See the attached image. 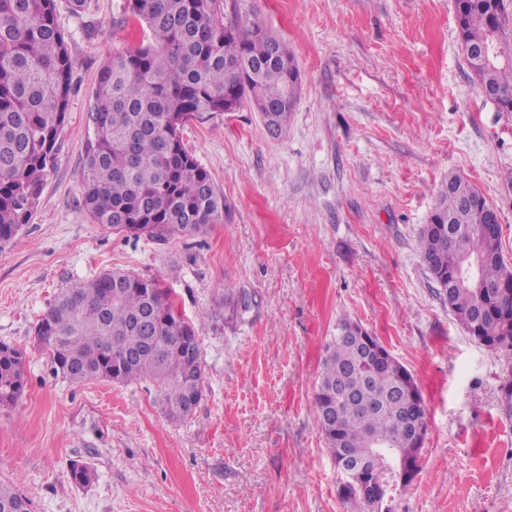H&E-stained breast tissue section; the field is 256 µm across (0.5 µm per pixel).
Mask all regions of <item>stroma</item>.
<instances>
[{"mask_svg":"<svg viewBox=\"0 0 512 512\" xmlns=\"http://www.w3.org/2000/svg\"><path fill=\"white\" fill-rule=\"evenodd\" d=\"M70 2L57 0L74 86L57 163L32 223L0 249V340L26 351L23 393L0 405V481L30 512H345L311 406L347 317L411 372L427 410L419 471L385 512H512V353L466 333L417 242L458 175L499 211L512 268V112L479 92L455 0H224L286 43L299 98L277 138L247 104L186 125L224 221L159 243L81 210L98 72L143 32L120 27L126 0L79 15ZM115 268L160 279L193 321L225 288L249 297L199 326L205 388L183 422L152 385L54 376L35 340L61 289ZM75 460L89 483L71 481Z\"/></svg>","mask_w":512,"mask_h":512,"instance_id":"35a3bbf8","label":"stroma"}]
</instances>
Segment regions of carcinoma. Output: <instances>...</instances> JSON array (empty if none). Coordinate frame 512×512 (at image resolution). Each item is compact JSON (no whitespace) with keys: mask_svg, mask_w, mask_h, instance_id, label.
I'll use <instances>...</instances> for the list:
<instances>
[{"mask_svg":"<svg viewBox=\"0 0 512 512\" xmlns=\"http://www.w3.org/2000/svg\"><path fill=\"white\" fill-rule=\"evenodd\" d=\"M463 51L477 87L512 112V13L508 0H456ZM149 38L101 67L88 113L94 141L85 154L82 210L117 234L161 241L194 236L224 221V196L184 143L191 121L224 113V98L250 103L278 135L288 128L299 71L288 46L254 13L224 20L222 0H126L124 20ZM72 63L56 0H0V247L31 223L70 107ZM494 207L467 180L448 177L418 235L423 262L448 285V308L491 351H512V269L501 253ZM494 287L484 293L481 286ZM55 376L71 382H151L168 420L201 400L204 355L194 323L178 313L159 279L107 270L60 292L35 328ZM25 386V355L0 341V404ZM417 389L393 356L364 352L355 338L325 346L312 413L331 453L373 472L370 438L417 460L406 414ZM70 478L90 482L76 461ZM347 512H372L364 493L339 486ZM0 512H30L26 497L0 482Z\"/></svg>","mask_w":512,"mask_h":512,"instance_id":"cac0c4a2","label":"carcinoma"}]
</instances>
